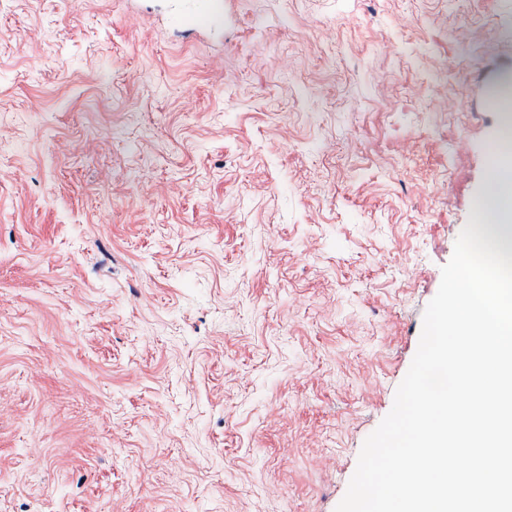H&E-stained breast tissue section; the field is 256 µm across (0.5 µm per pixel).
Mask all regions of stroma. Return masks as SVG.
Listing matches in <instances>:
<instances>
[{
  "mask_svg": "<svg viewBox=\"0 0 512 512\" xmlns=\"http://www.w3.org/2000/svg\"><path fill=\"white\" fill-rule=\"evenodd\" d=\"M0 0V512H335L489 174L512 0Z\"/></svg>",
  "mask_w": 512,
  "mask_h": 512,
  "instance_id": "obj_1",
  "label": "stroma"
}]
</instances>
